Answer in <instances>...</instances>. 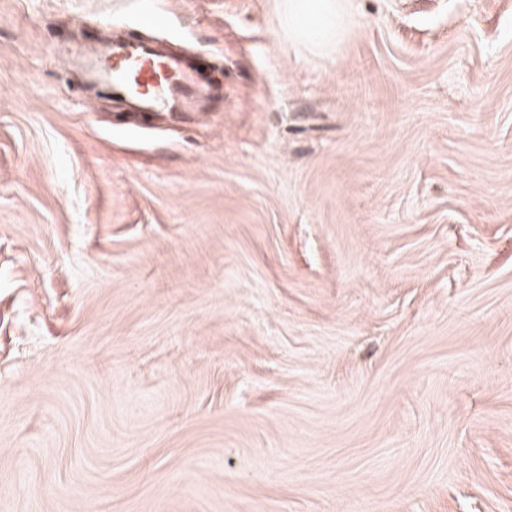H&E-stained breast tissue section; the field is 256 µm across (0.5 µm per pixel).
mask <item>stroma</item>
Wrapping results in <instances>:
<instances>
[{
  "instance_id": "stroma-1",
  "label": "stroma",
  "mask_w": 512,
  "mask_h": 512,
  "mask_svg": "<svg viewBox=\"0 0 512 512\" xmlns=\"http://www.w3.org/2000/svg\"><path fill=\"white\" fill-rule=\"evenodd\" d=\"M351 8L0 0V512H512V0ZM288 40L308 50L325 51L348 31L349 0H287ZM79 68L87 83L111 87L140 112H192L212 97L182 56L143 39L112 40L81 55Z\"/></svg>"
}]
</instances>
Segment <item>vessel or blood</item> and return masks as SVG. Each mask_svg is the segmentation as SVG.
<instances>
[{
  "label": "vessel or blood",
  "mask_w": 512,
  "mask_h": 512,
  "mask_svg": "<svg viewBox=\"0 0 512 512\" xmlns=\"http://www.w3.org/2000/svg\"><path fill=\"white\" fill-rule=\"evenodd\" d=\"M87 83L111 87L115 96L141 112H192L212 96L186 60L153 43L126 39L81 55Z\"/></svg>",
  "instance_id": "b4317fda"
}]
</instances>
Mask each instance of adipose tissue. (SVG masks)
<instances>
[{
  "label": "adipose tissue",
  "mask_w": 512,
  "mask_h": 512,
  "mask_svg": "<svg viewBox=\"0 0 512 512\" xmlns=\"http://www.w3.org/2000/svg\"><path fill=\"white\" fill-rule=\"evenodd\" d=\"M288 38L309 50L324 51L348 31L349 0H288Z\"/></svg>",
  "instance_id": "obj_1"
}]
</instances>
